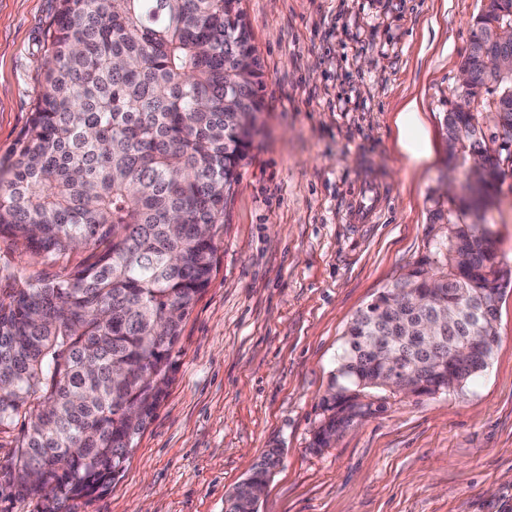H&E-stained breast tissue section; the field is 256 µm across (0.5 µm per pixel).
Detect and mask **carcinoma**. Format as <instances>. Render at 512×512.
<instances>
[{"instance_id": "cac0c4a2", "label": "carcinoma", "mask_w": 512, "mask_h": 512, "mask_svg": "<svg viewBox=\"0 0 512 512\" xmlns=\"http://www.w3.org/2000/svg\"><path fill=\"white\" fill-rule=\"evenodd\" d=\"M240 0H57L45 31L46 85L8 165L0 169V239L52 265L81 248L87 261L36 283L6 276L0 290V433L23 421L0 489L36 501V512H73L74 501L124 476L136 438L166 396L181 322L206 288L216 245L211 226L237 182L263 110L261 63ZM512 26V0H490L474 19ZM469 51L475 111L444 115L448 154L485 194L509 160L512 79ZM486 115L493 132L458 130ZM499 143L498 158L489 144ZM438 209L427 253L351 321L338 356L324 448L354 419L380 412L390 370L367 345L378 336L415 372L413 393L463 390L487 366L495 336L472 366L449 356L471 339V304L491 284H512L496 261L480 203ZM442 295L429 299L433 279ZM440 319L433 353L410 333ZM269 457L239 484L226 512H254L250 488Z\"/></svg>"}]
</instances>
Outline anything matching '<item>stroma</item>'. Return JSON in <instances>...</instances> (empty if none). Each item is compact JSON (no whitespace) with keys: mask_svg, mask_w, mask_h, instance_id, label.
I'll return each mask as SVG.
<instances>
[{"mask_svg":"<svg viewBox=\"0 0 512 512\" xmlns=\"http://www.w3.org/2000/svg\"><path fill=\"white\" fill-rule=\"evenodd\" d=\"M484 0H241L264 109L238 167L210 282L181 325L167 394L123 478L76 512H224L277 452L259 512H512V288L496 344L464 390L390 403L312 447L353 316L427 251L451 172L443 117ZM56 0H0V164L44 91ZM418 98L434 152L396 150ZM486 224L512 267V168ZM0 241V276L63 275Z\"/></svg>","mask_w":512,"mask_h":512,"instance_id":"obj_1","label":"stroma"}]
</instances>
